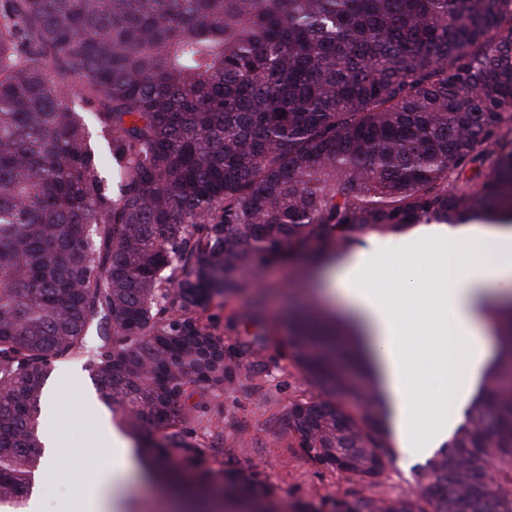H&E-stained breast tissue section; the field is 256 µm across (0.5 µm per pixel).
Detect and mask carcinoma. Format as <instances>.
<instances>
[{
	"label": "carcinoma",
	"instance_id": "1",
	"mask_svg": "<svg viewBox=\"0 0 512 512\" xmlns=\"http://www.w3.org/2000/svg\"><path fill=\"white\" fill-rule=\"evenodd\" d=\"M505 221L512 0H0V512L27 505L49 369L76 357L146 471L280 512L195 439L186 400L269 345L257 301L227 354L213 301L366 233ZM487 305L497 356L427 491L332 512H512V299ZM324 316L290 317L319 394L288 402V434L372 485L388 411Z\"/></svg>",
	"mask_w": 512,
	"mask_h": 512
}]
</instances>
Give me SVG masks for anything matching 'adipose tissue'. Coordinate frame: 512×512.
I'll list each match as a JSON object with an SVG mask.
<instances>
[{
	"mask_svg": "<svg viewBox=\"0 0 512 512\" xmlns=\"http://www.w3.org/2000/svg\"><path fill=\"white\" fill-rule=\"evenodd\" d=\"M423 232L434 239L442 265L440 286L429 295L425 317L409 316L404 284L380 288L372 283L397 245L381 242L370 252L352 255L338 278L342 294L372 336L367 353L405 454L416 444L427 452L450 440L459 409L478 390L495 357L493 331L483 310L489 286L512 283V224H431ZM419 330L433 339L447 405L422 434L414 425L423 393L416 380L418 363L408 347L409 336ZM84 483L77 512H112L111 471L88 470Z\"/></svg>",
	"mask_w": 512,
	"mask_h": 512,
	"instance_id": "adipose-tissue-1",
	"label": "adipose tissue"
}]
</instances>
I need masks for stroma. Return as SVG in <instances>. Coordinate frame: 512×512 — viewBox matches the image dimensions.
I'll list each match as a JSON object with an SVG mask.
<instances>
[{"label":"stroma","instance_id":"35a3bbf8","mask_svg":"<svg viewBox=\"0 0 512 512\" xmlns=\"http://www.w3.org/2000/svg\"><path fill=\"white\" fill-rule=\"evenodd\" d=\"M257 298L263 301L272 322V335L277 339L288 336L289 311L308 302L342 317L350 313L343 298L330 295L326 279L312 280L286 264H269L261 270L255 286L243 290L230 303L214 301L208 309L228 352H236L237 337L225 331V317L234 311L250 310ZM257 370L264 384L261 391H254L251 383L244 381L234 390L208 397L205 414L195 428L196 438L207 447L211 461L223 463L229 470L258 473L274 489L287 512L356 494L404 496L412 492L426 462L422 456L408 458L392 451L385 471L372 486L307 462L288 434L285 412L289 398L310 395L311 386L272 348L265 352ZM48 384L57 389L59 401L55 413L43 415L42 432L58 438L64 450L48 491V512H72L69 503L80 497L81 477L90 468L112 470L113 489L121 501L119 512H171L166 481H141L138 470L142 462L127 450L131 436H121L112 447L90 450L95 428L84 412L90 407L101 413L105 407L100 400L84 399L85 393L95 391L96 386L85 371L83 359L53 363Z\"/></svg>","mask_w":512,"mask_h":512}]
</instances>
